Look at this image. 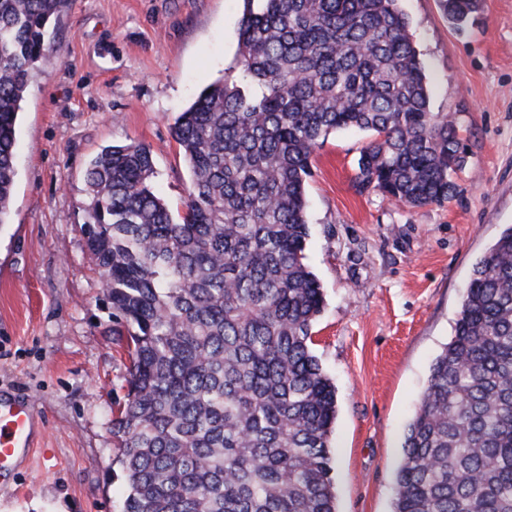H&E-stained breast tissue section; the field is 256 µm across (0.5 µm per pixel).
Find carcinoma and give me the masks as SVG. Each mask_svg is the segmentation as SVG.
I'll return each instance as SVG.
<instances>
[{
  "label": "carcinoma",
  "instance_id": "1",
  "mask_svg": "<svg viewBox=\"0 0 512 512\" xmlns=\"http://www.w3.org/2000/svg\"><path fill=\"white\" fill-rule=\"evenodd\" d=\"M399 0H245L224 79L176 118L181 210L150 149L89 163L82 232L128 360L112 438L121 512H337L336 390L312 353L305 185L332 132L372 135L354 182L411 206L454 197L467 158L429 106ZM66 0H0V225L16 119ZM460 27L479 0H439ZM394 512H512V226L474 265L403 442Z\"/></svg>",
  "mask_w": 512,
  "mask_h": 512
}]
</instances>
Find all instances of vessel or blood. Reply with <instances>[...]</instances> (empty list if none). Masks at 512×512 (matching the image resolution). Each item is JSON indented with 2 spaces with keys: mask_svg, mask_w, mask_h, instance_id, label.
<instances>
[{
  "mask_svg": "<svg viewBox=\"0 0 512 512\" xmlns=\"http://www.w3.org/2000/svg\"><path fill=\"white\" fill-rule=\"evenodd\" d=\"M36 412L30 400L0 398V492L11 489L19 462L34 451Z\"/></svg>",
  "mask_w": 512,
  "mask_h": 512,
  "instance_id": "b4317fda",
  "label": "vessel or blood"
}]
</instances>
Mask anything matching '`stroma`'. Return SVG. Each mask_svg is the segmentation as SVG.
I'll list each match as a JSON object with an SVG mask.
<instances>
[{"instance_id": "obj_1", "label": "stroma", "mask_w": 512, "mask_h": 512, "mask_svg": "<svg viewBox=\"0 0 512 512\" xmlns=\"http://www.w3.org/2000/svg\"><path fill=\"white\" fill-rule=\"evenodd\" d=\"M482 4L459 30L438 0H400L430 109L468 147L455 197L412 207L358 192L363 131L329 134L306 183V256L325 295L312 350L337 395V512H393L431 365L474 264L512 224V0ZM243 12L244 0H68L31 73L0 226V392L29 393L44 431L0 512H120L112 409L126 360L81 231L85 171L106 146L145 144L159 195L180 207L191 175L173 125L233 65Z\"/></svg>"}]
</instances>
